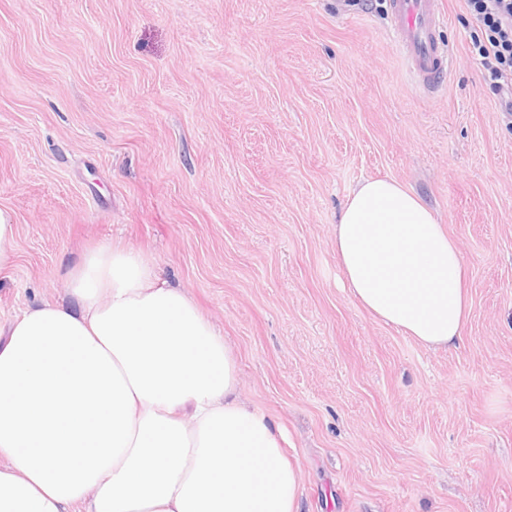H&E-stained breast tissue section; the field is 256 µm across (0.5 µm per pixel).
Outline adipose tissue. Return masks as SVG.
<instances>
[{"mask_svg":"<svg viewBox=\"0 0 512 512\" xmlns=\"http://www.w3.org/2000/svg\"><path fill=\"white\" fill-rule=\"evenodd\" d=\"M333 251L376 319L432 349L460 339L467 268L411 188L359 182ZM66 277L69 304L26 307L0 340V512H300L281 431L241 401L236 361L187 291L119 242Z\"/></svg>","mask_w":512,"mask_h":512,"instance_id":"adipose-tissue-1","label":"adipose tissue"}]
</instances>
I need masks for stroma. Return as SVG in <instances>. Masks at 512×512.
<instances>
[{
  "label": "stroma",
  "instance_id": "stroma-1",
  "mask_svg": "<svg viewBox=\"0 0 512 512\" xmlns=\"http://www.w3.org/2000/svg\"><path fill=\"white\" fill-rule=\"evenodd\" d=\"M452 65L417 87L390 0H0V322L67 301L114 240L223 332L281 427L301 512H512V116L442 0ZM411 187L473 303L430 350L345 288L336 217L362 179ZM16 224L7 209H0V270L9 267L15 256Z\"/></svg>",
  "mask_w": 512,
  "mask_h": 512
}]
</instances>
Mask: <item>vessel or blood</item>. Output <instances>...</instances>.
<instances>
[{"label": "vessel or blood", "instance_id": "b4317fda", "mask_svg": "<svg viewBox=\"0 0 512 512\" xmlns=\"http://www.w3.org/2000/svg\"><path fill=\"white\" fill-rule=\"evenodd\" d=\"M391 12L405 64L423 86L442 87L452 55L439 37L445 23L439 0H391Z\"/></svg>", "mask_w": 512, "mask_h": 512}]
</instances>
